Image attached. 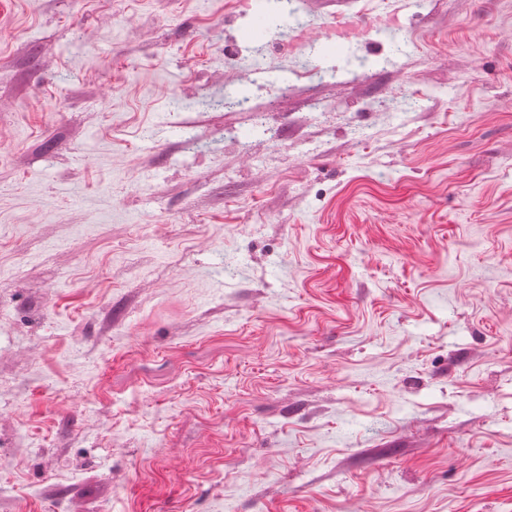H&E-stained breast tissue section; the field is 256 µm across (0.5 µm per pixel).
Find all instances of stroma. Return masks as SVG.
I'll return each instance as SVG.
<instances>
[{
	"label": "stroma",
	"instance_id": "1",
	"mask_svg": "<svg viewBox=\"0 0 512 512\" xmlns=\"http://www.w3.org/2000/svg\"><path fill=\"white\" fill-rule=\"evenodd\" d=\"M253 2L0 0V512H512V0ZM260 1L259 10L264 17L265 21L269 24L276 21L280 16L287 15L288 17H297L299 12L303 10L304 0H276L280 3L279 12L273 13L269 7L270 0H258ZM290 2H295L290 5Z\"/></svg>",
	"mask_w": 512,
	"mask_h": 512
}]
</instances>
